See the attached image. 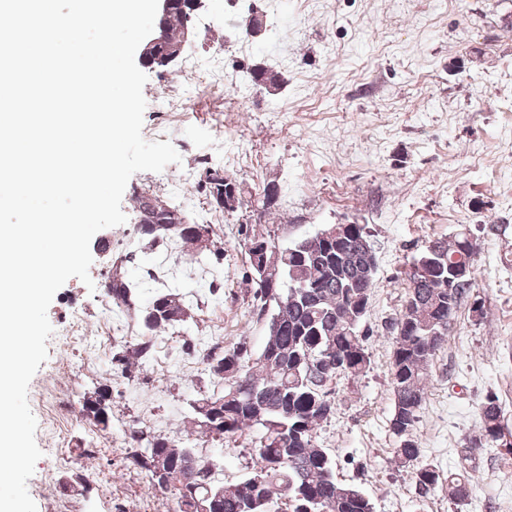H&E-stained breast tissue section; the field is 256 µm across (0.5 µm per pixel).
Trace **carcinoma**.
<instances>
[{
    "label": "carcinoma",
    "instance_id": "cac0c4a2",
    "mask_svg": "<svg viewBox=\"0 0 512 512\" xmlns=\"http://www.w3.org/2000/svg\"><path fill=\"white\" fill-rule=\"evenodd\" d=\"M187 16L174 7L168 19L170 37H180ZM155 193L135 195L139 215L154 211ZM137 232L149 244L175 241L186 247L184 256L198 264L208 254L201 239L185 232L183 224H139ZM266 263L279 270L276 282L252 268L253 297L262 305L274 303L262 350L252 355L241 342L216 347L203 357V371L218 379L221 391L201 394L190 403L191 423L198 436L155 435L138 427L124 434L128 466L146 474L154 491L170 497L173 512H271L274 504L284 512H374L369 497L353 484L336 481V462L327 448L316 443L317 427L333 414V401L322 399L327 388L324 372L315 362L328 359L342 373L353 376L370 368L360 323L376 281L368 272L369 233L353 224L341 241L317 234L279 248L266 238ZM477 239L463 226L448 239H437L410 260L404 271L406 298L391 324L396 346L391 364L394 411L392 433L399 438L394 455L411 465L421 455L413 430L427 393L428 368L448 340L461 301L470 296L478 280ZM469 261L466 280L448 289L452 260ZM112 304L142 326V338L113 357L122 371L153 359V336L170 328L189 331L193 319L187 293L179 285H166L142 303L137 284L123 265L113 266L106 280ZM112 387L83 398L81 411L100 416L111 404ZM479 442L494 446L504 428L500 405L489 398L480 408ZM261 434L249 449L251 475L236 483L218 482L208 469L209 460L196 452L208 439L231 440L254 430ZM423 489L438 485L440 474L424 466L413 471ZM448 501L464 506L470 498L472 477L450 473L445 479Z\"/></svg>",
    "mask_w": 512,
    "mask_h": 512
}]
</instances>
